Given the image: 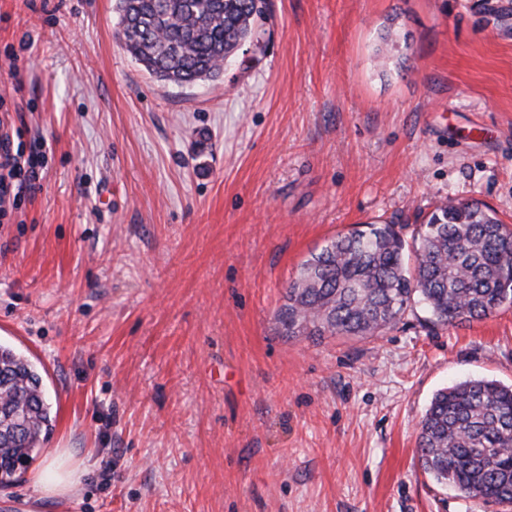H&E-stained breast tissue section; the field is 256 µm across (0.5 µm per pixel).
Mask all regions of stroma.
Instances as JSON below:
<instances>
[{
  "label": "stroma",
  "mask_w": 512,
  "mask_h": 512,
  "mask_svg": "<svg viewBox=\"0 0 512 512\" xmlns=\"http://www.w3.org/2000/svg\"><path fill=\"white\" fill-rule=\"evenodd\" d=\"M480 2L269 0L260 44L176 86L123 48L115 0H0V96L46 152L0 223V343L86 469L42 497L33 461L0 512H512L417 453L437 390L512 385L511 306L416 305L368 339L276 321L337 234L413 243L450 196L512 224V31Z\"/></svg>",
  "instance_id": "1"
}]
</instances>
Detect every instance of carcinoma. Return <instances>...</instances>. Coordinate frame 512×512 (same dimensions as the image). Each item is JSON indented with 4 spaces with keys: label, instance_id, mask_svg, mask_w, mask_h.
<instances>
[{
    "label": "carcinoma",
    "instance_id": "1",
    "mask_svg": "<svg viewBox=\"0 0 512 512\" xmlns=\"http://www.w3.org/2000/svg\"><path fill=\"white\" fill-rule=\"evenodd\" d=\"M512 30V9L484 0ZM126 51L157 80L216 79L260 38L266 0H118ZM412 303L440 325L485 319L512 304V227L476 201L442 202L415 250L389 224L331 239L290 283L277 321L287 336H378ZM53 432L37 366L0 344V487L18 480ZM419 459L464 496L512 504V387L470 379L438 390L419 423Z\"/></svg>",
    "mask_w": 512,
    "mask_h": 512
}]
</instances>
